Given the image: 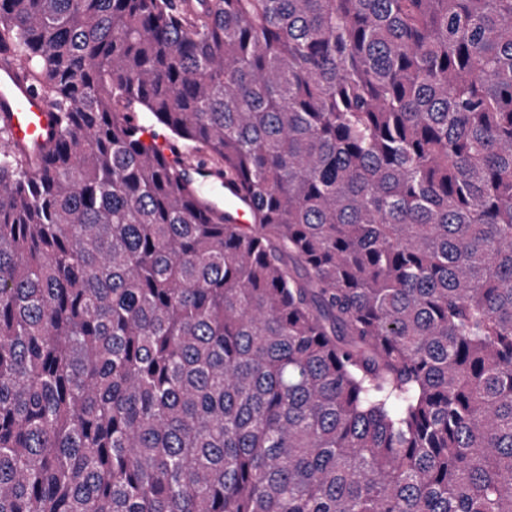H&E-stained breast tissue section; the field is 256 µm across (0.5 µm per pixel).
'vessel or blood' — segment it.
Listing matches in <instances>:
<instances>
[{
    "instance_id": "1",
    "label": "vessel or blood",
    "mask_w": 512,
    "mask_h": 512,
    "mask_svg": "<svg viewBox=\"0 0 512 512\" xmlns=\"http://www.w3.org/2000/svg\"><path fill=\"white\" fill-rule=\"evenodd\" d=\"M50 101L31 83L16 64L0 62V116L4 117L13 141L40 151L56 133ZM216 207L229 210L234 223H244L248 203L241 193L225 189L213 199Z\"/></svg>"
}]
</instances>
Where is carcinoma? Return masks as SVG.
<instances>
[{
	"label": "carcinoma",
	"mask_w": 512,
	"mask_h": 512,
	"mask_svg": "<svg viewBox=\"0 0 512 512\" xmlns=\"http://www.w3.org/2000/svg\"><path fill=\"white\" fill-rule=\"evenodd\" d=\"M0 57L59 131L0 145V512H512V0H0ZM212 200L216 207H222L224 211L231 212L234 224L247 222L245 217L249 215L248 203L240 192H235L224 184V192L216 195Z\"/></svg>",
	"instance_id": "1"
}]
</instances>
